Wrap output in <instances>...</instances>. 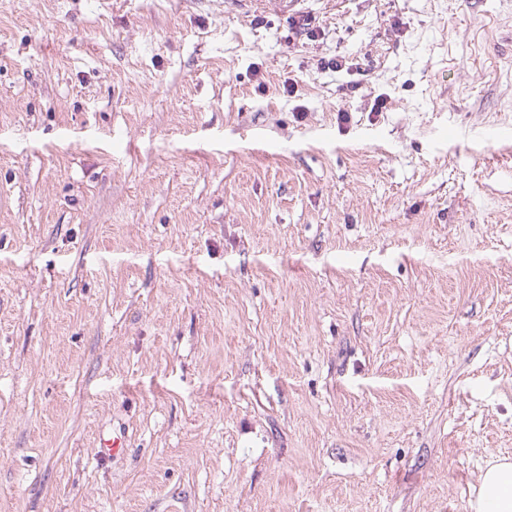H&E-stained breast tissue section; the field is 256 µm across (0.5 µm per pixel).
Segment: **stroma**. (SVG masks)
<instances>
[{"label": "stroma", "instance_id": "obj_1", "mask_svg": "<svg viewBox=\"0 0 512 512\" xmlns=\"http://www.w3.org/2000/svg\"><path fill=\"white\" fill-rule=\"evenodd\" d=\"M506 456L512 0H0V512H472ZM124 448L125 442L122 432L118 434L112 429V438L99 437L92 448V453L99 462L106 463L119 457Z\"/></svg>", "mask_w": 512, "mask_h": 512}]
</instances>
